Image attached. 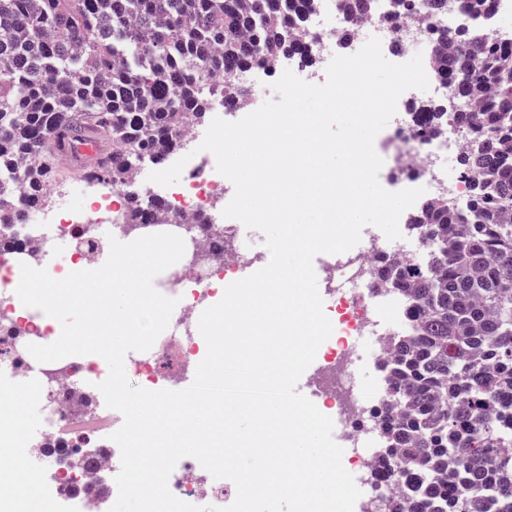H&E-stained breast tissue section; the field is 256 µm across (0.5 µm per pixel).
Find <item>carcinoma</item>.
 I'll return each instance as SVG.
<instances>
[{
	"instance_id": "obj_1",
	"label": "carcinoma",
	"mask_w": 512,
	"mask_h": 512,
	"mask_svg": "<svg viewBox=\"0 0 512 512\" xmlns=\"http://www.w3.org/2000/svg\"><path fill=\"white\" fill-rule=\"evenodd\" d=\"M347 28L374 0H342ZM448 0H396L401 16L447 12ZM461 20L437 31L432 65L453 98L431 103L415 135L448 118L479 135L460 155L478 174L465 207L423 201L408 219L430 246L424 265L381 258L377 281L409 300L411 333L394 342L391 406L380 420L395 476L412 500L385 512H482L485 491L512 512V37L490 41L474 21L494 0H456ZM309 0H0V224L44 205L56 161L77 141L100 143L77 164L86 179L130 186L134 160L180 151L215 101L244 100L215 78L264 57L298 55L293 15ZM129 223L162 200L127 195Z\"/></svg>"
}]
</instances>
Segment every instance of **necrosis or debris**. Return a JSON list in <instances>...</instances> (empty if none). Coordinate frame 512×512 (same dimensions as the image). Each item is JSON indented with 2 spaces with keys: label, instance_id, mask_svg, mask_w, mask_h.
Here are the masks:
<instances>
[{
  "label": "necrosis or debris",
  "instance_id": "obj_1",
  "mask_svg": "<svg viewBox=\"0 0 512 512\" xmlns=\"http://www.w3.org/2000/svg\"><path fill=\"white\" fill-rule=\"evenodd\" d=\"M456 14L389 22L372 16L354 29L349 44H342L346 28L335 0H313L301 29L306 49L315 64L333 55H351L367 37L380 39L382 47L403 54L418 44L428 26H450ZM420 105L411 93L397 102L394 122L383 137L380 155L393 187L424 188L425 199L440 197L462 202L467 181L448 171L443 161L459 156L466 143L462 131L449 125L447 135L423 141L412 138L411 129ZM182 139L193 157L186 163L179 183L162 188L163 211L146 210L141 226L127 224V198L122 188L108 181L84 180L79 190L80 208L53 206L41 210L36 224L0 226V475L13 474L19 466L35 467V494L50 501L56 512H98L101 500L116 498L115 477L120 470V449L109 436L123 418L117 411L94 405L92 389L103 375L100 365L86 356H69L40 364L28 344H49L54 329L42 325L41 311L31 308L17 315L15 290L21 264L36 268L66 253V271L93 268L107 258L110 239L98 232L107 226L111 239L127 241L131 234L173 233L185 241L182 259L165 270L159 291L178 298L168 328L146 352L128 353L127 374L148 390L181 389L188 371L206 354L198 331L199 307L216 299V285L234 279L255 263L254 256L239 249H225L237 240L240 225L218 223L215 212L224 198V177L216 170L214 156L200 150L201 133L193 128ZM426 246L412 231H404L391 247L375 240L340 255H320L318 262L332 298L330 321L339 338H328L318 349L319 372L310 383L312 397L322 399L334 421L333 438L343 449H354V464L378 475L383 499H390L388 466L378 453L383 440L379 427L359 430L369 413L368 399L378 406L390 401L391 381L380 378L375 391L356 386L350 378L353 364L361 359L382 366L394 337L406 335L409 321L402 297L374 287L376 261L380 258L411 260L425 255ZM36 407L41 419L37 436H29L22 414L12 411L16 398ZM169 489L179 499L204 506H228L225 482L213 478L192 457L179 460L169 477Z\"/></svg>",
  "mask_w": 512,
  "mask_h": 512
}]
</instances>
